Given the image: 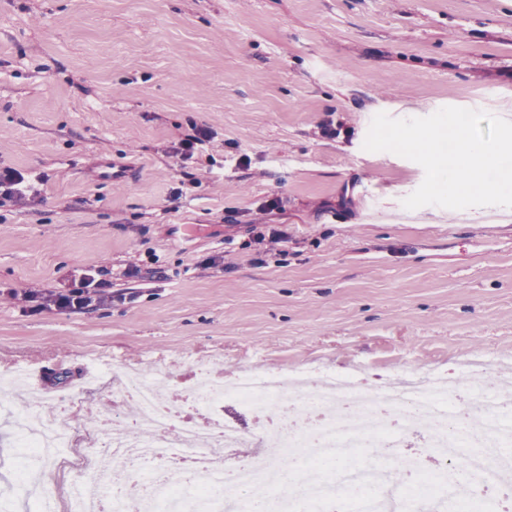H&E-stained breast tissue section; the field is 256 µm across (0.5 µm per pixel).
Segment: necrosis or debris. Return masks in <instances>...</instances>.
<instances>
[{
    "label": "necrosis or debris",
    "instance_id": "4bbe7bcc",
    "mask_svg": "<svg viewBox=\"0 0 512 512\" xmlns=\"http://www.w3.org/2000/svg\"><path fill=\"white\" fill-rule=\"evenodd\" d=\"M185 397L163 396L154 377L128 372L119 381L122 396L139 410L137 427L119 421L101 428L107 454L126 466H142L161 450L190 462L193 484L165 478L149 480L140 512H500L512 485V402L500 400L492 416L481 417L482 402L468 388L469 374L453 379L411 376L369 387L357 372L312 379L243 372L224 381L211 369ZM291 410L287 425H259L247 433L224 421L218 409L234 403L263 413L269 403ZM434 455L438 470L419 487L404 483V472L419 473L417 461L396 467L372 458L375 445L399 448L415 435ZM69 436L54 423L20 426V461L46 450L63 453ZM251 448L234 480L241 496L224 492L220 461L227 449ZM302 458L282 463L293 451Z\"/></svg>",
    "mask_w": 512,
    "mask_h": 512
}]
</instances>
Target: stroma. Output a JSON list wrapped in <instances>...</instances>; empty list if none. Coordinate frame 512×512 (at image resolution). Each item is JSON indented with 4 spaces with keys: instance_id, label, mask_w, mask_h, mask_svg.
<instances>
[{
    "instance_id": "obj_1",
    "label": "stroma",
    "mask_w": 512,
    "mask_h": 512,
    "mask_svg": "<svg viewBox=\"0 0 512 512\" xmlns=\"http://www.w3.org/2000/svg\"><path fill=\"white\" fill-rule=\"evenodd\" d=\"M449 106L512 120V0H0V167L41 178L0 203V376L23 366L43 389L0 388V407L52 409L73 439L17 486L0 415V512L47 490L67 512L101 421L132 420L131 369L174 393L199 360L379 384L476 357L503 384L512 220L405 209L423 168L363 148L377 113ZM195 124L213 157L176 164ZM98 159L135 175L97 181ZM275 195L288 241L267 254L248 224ZM87 271L112 290L92 311L23 298Z\"/></svg>"
}]
</instances>
